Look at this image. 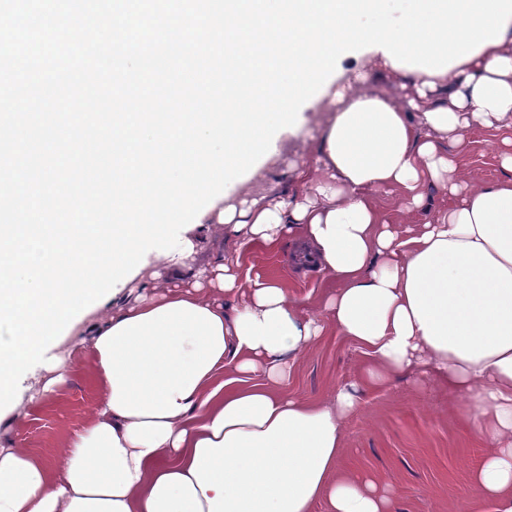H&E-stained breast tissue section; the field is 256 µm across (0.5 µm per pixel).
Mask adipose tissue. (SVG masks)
<instances>
[{
	"instance_id": "obj_1",
	"label": "adipose tissue",
	"mask_w": 512,
	"mask_h": 512,
	"mask_svg": "<svg viewBox=\"0 0 512 512\" xmlns=\"http://www.w3.org/2000/svg\"><path fill=\"white\" fill-rule=\"evenodd\" d=\"M374 69L412 80L402 108L369 94L355 71L319 99L334 109L293 186L267 206L216 200L202 216L214 253L186 267L154 255L164 283L121 302L107 300L72 327L78 344L51 353L49 397L63 364L86 353L98 400L87 424L51 465L0 437V512H390L366 476L338 468L344 423L357 405L348 387L308 403L271 388L297 355L329 333L363 354L362 385L416 373L464 401L470 429L487 441L470 487L494 512H512V153L504 178L467 179L453 148L468 133L512 120V20L489 44L441 74ZM447 133L450 151L421 126ZM454 203L417 224L424 184ZM379 191L402 197L399 219ZM308 242L306 264L335 286L319 313L290 305L277 282L242 271L224 249ZM265 383L241 385L244 376Z\"/></svg>"
}]
</instances>
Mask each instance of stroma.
<instances>
[{"mask_svg": "<svg viewBox=\"0 0 512 512\" xmlns=\"http://www.w3.org/2000/svg\"><path fill=\"white\" fill-rule=\"evenodd\" d=\"M333 116L326 104L305 106L297 123L278 132L271 148L272 165H259L241 182L225 189L228 201L246 198L263 206L280 191L289 170L310 161L321 130ZM502 134L470 133L458 157L463 173L494 181L504 176L500 165ZM284 252L243 248L245 267L278 282L291 305L315 314L334 283L287 265ZM362 358L337 335L301 353L278 391L310 403L323 401L331 389L358 383ZM98 399L93 367L77 357L67 381L27 417L12 422L10 436L47 462H55L58 442L86 424ZM360 407L347 420L339 468L376 480L392 499V512H493L490 503L468 493L472 473L481 465L486 443L467 425L463 404L447 390L399 377L381 388L360 386Z\"/></svg>", "mask_w": 512, "mask_h": 512, "instance_id": "35a3bbf8", "label": "stroma"}]
</instances>
